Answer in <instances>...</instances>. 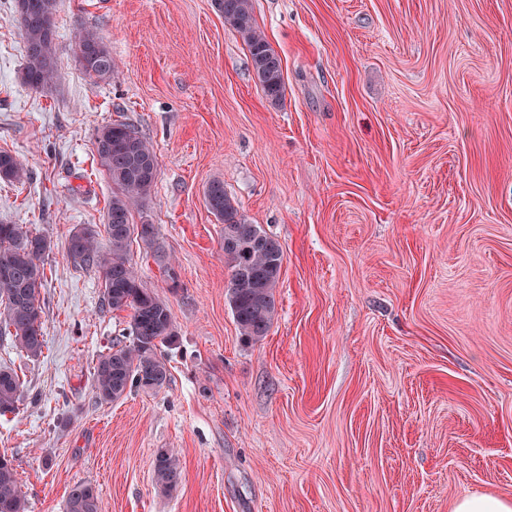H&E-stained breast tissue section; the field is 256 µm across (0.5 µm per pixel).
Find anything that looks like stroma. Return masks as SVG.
<instances>
[{"mask_svg":"<svg viewBox=\"0 0 512 512\" xmlns=\"http://www.w3.org/2000/svg\"><path fill=\"white\" fill-rule=\"evenodd\" d=\"M282 59L271 104L213 0H61L56 77L23 84L14 0H0V223L45 236V346L0 341L21 382L0 416L28 512L93 484L103 512H452L512 497V0H254ZM97 31L90 84L74 35ZM120 120L152 144L146 288L177 332L168 386L100 402L98 358L127 333L75 227L103 232L112 182L95 147ZM219 179L283 247L278 318L245 343L231 314ZM176 454L170 490L158 449ZM75 47L76 61L90 80L96 82L112 75V54L96 31L82 29L76 37ZM81 57L86 64H83ZM25 177L22 162L12 153L0 150V179L21 182ZM153 471L155 481L160 487L173 488L181 475L180 461L168 449L161 448L155 455ZM453 512H511V497L479 494L457 502Z\"/></svg>","mask_w":512,"mask_h":512,"instance_id":"stroma-1","label":"stroma"}]
</instances>
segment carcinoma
I'll return each mask as SVG.
<instances>
[{
    "mask_svg": "<svg viewBox=\"0 0 512 512\" xmlns=\"http://www.w3.org/2000/svg\"><path fill=\"white\" fill-rule=\"evenodd\" d=\"M58 6L59 0H15L25 43L22 79L33 88L46 86L54 76L52 19ZM214 6L246 46L264 96L274 104L280 102L285 89L282 60L255 22L253 0H214ZM75 57L84 75L94 82L112 75V54L94 30L78 33ZM95 144L113 185L104 224L108 245L101 247L97 231L84 226L70 235L67 252L74 263L101 274L108 308L130 313V344L112 346L99 358L94 371L96 397L111 403L134 389L157 393L167 387L170 373L163 348L175 343L176 334L170 307L144 286L131 259V246L138 241L157 262L166 263L155 225L132 222L133 210L145 204L157 180L153 146L122 121L98 128ZM25 177L22 162L0 150V179L20 182ZM204 198L208 210L224 224V260L231 269L227 294L234 321L246 341L257 343L277 319L282 246L245 218L223 181H210ZM49 249L46 237L24 231L17 224H0V266L11 271L10 276L0 278V338L10 337L31 357L39 356L43 348L40 289L45 278L43 258ZM19 394L17 374L0 366V415L16 412ZM153 471L156 483L170 489L180 478V461L162 448L155 455ZM0 512H27L17 470L4 454L0 455ZM66 512H103L95 486L85 481L74 483L67 495Z\"/></svg>",
    "mask_w": 512,
    "mask_h": 512,
    "instance_id": "1",
    "label": "carcinoma"
}]
</instances>
